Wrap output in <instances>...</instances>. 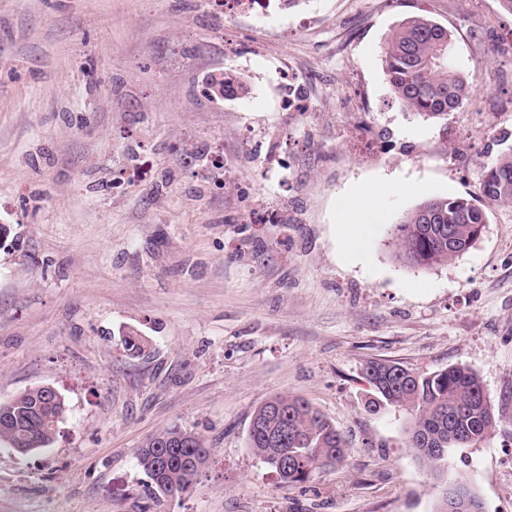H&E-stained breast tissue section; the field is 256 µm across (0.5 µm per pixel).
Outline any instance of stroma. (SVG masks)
<instances>
[{"instance_id": "stroma-1", "label": "stroma", "mask_w": 512, "mask_h": 512, "mask_svg": "<svg viewBox=\"0 0 512 512\" xmlns=\"http://www.w3.org/2000/svg\"><path fill=\"white\" fill-rule=\"evenodd\" d=\"M412 15L472 85L441 119L385 79ZM223 71L243 96L213 95ZM510 146L501 0H0V400L50 384L66 403L51 448L0 447V512H432L406 413L368 407L372 361L478 373L497 427L448 474L512 512V207L446 265L394 257L406 212L477 197ZM374 188L384 220L348 253L338 201ZM276 394L336 425L341 466L289 486L258 460L249 423ZM175 425L210 458L158 499L136 453Z\"/></svg>"}]
</instances>
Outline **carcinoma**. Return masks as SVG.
I'll return each mask as SVG.
<instances>
[{
	"label": "carcinoma",
	"instance_id": "obj_1",
	"mask_svg": "<svg viewBox=\"0 0 512 512\" xmlns=\"http://www.w3.org/2000/svg\"><path fill=\"white\" fill-rule=\"evenodd\" d=\"M451 35L422 16L405 19L387 40L385 74L396 101L427 118L445 116L470 97L466 77L449 66ZM224 85V97L244 90L241 78L224 72L211 77ZM480 196L490 205L512 206V151L483 165ZM486 223L483 209L464 197H435L408 212L395 225L396 257L403 263L431 268L465 254L477 239L476 225ZM133 356L147 351L149 341L135 330L123 337ZM365 378L381 403L408 415L407 446L439 482L433 512H448V490L473 504L481 502L464 478L445 479L444 468L455 448H476L496 426V418L477 372L451 365L420 374L398 363L372 362ZM65 400L40 387L0 402V445L9 448L50 447L62 422ZM248 447L274 470L281 482H309L326 467L341 464L349 451L336 427L308 400L276 395L254 411ZM209 458L204 439L178 426L148 437L137 453L138 466L151 481L155 497L189 493Z\"/></svg>",
	"mask_w": 512,
	"mask_h": 512
}]
</instances>
